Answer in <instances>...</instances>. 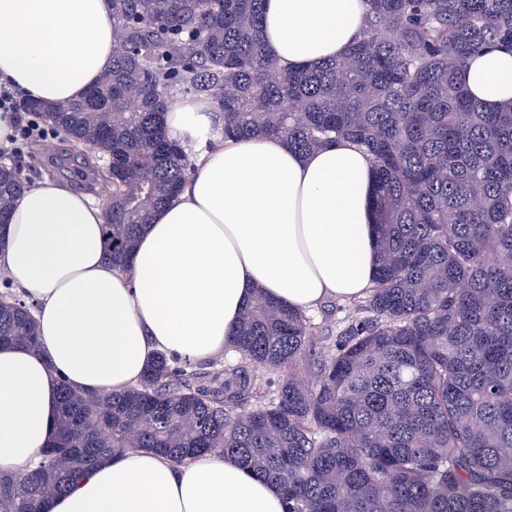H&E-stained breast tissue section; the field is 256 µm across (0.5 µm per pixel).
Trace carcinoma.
Returning a JSON list of instances; mask_svg holds the SVG:
<instances>
[{
    "label": "carcinoma",
    "instance_id": "1",
    "mask_svg": "<svg viewBox=\"0 0 512 512\" xmlns=\"http://www.w3.org/2000/svg\"><path fill=\"white\" fill-rule=\"evenodd\" d=\"M363 2L343 57L293 71L266 50L264 0H112V69L64 107L28 105L91 149L81 168L105 188L114 267L130 268L142 226L194 171L165 124L179 89L218 110L226 138L367 155L379 268L312 378V317L256 290L234 365L160 353L122 391L61 384L56 436L28 472L0 471V512H46L130 449L176 466L231 458L287 512H512V102L488 112L458 81L483 48L512 49V0ZM25 189L0 166V224ZM4 343L39 345L12 294H0ZM260 368L280 373L275 389Z\"/></svg>",
    "mask_w": 512,
    "mask_h": 512
}]
</instances>
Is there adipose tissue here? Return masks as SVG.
<instances>
[{
  "mask_svg": "<svg viewBox=\"0 0 512 512\" xmlns=\"http://www.w3.org/2000/svg\"><path fill=\"white\" fill-rule=\"evenodd\" d=\"M362 0H265L268 52L295 69L341 57ZM112 67L110 0H0V81L28 100H78ZM489 109L512 102V51L459 74ZM215 108L185 96L166 126L195 158L180 193L144 225L130 271L105 258L104 208L45 181L16 202L0 272L35 302L40 349L0 345V469L25 472L56 435L60 383L136 384L160 353L195 361L230 346L255 290L301 310L351 299L379 263L374 171L342 142L307 155L278 139H226ZM275 486L233 460L179 466L141 450L98 465L47 512H286Z\"/></svg>",
  "mask_w": 512,
  "mask_h": 512,
  "instance_id": "ef3b65f1",
  "label": "adipose tissue"
}]
</instances>
